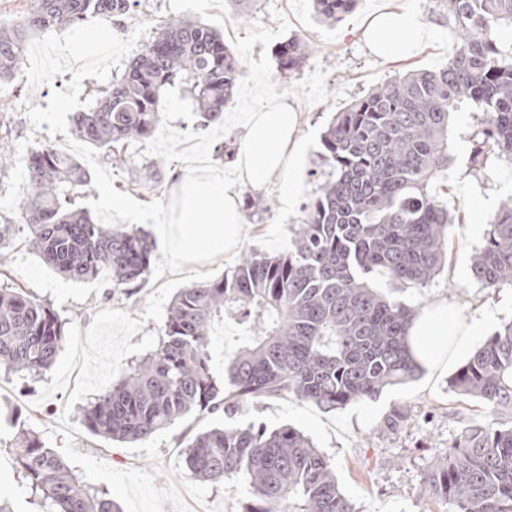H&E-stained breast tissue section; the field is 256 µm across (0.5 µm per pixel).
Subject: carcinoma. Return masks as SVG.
Here are the masks:
<instances>
[{"label": "carcinoma", "instance_id": "obj_1", "mask_svg": "<svg viewBox=\"0 0 512 512\" xmlns=\"http://www.w3.org/2000/svg\"><path fill=\"white\" fill-rule=\"evenodd\" d=\"M357 2L315 0V10L340 21ZM132 3L139 0H32L20 21L0 22V80L16 77L34 33L110 23ZM506 25L512 0H448L456 38L448 65L387 78L336 113L321 138L322 183L292 227L288 251H250L231 275L180 289L156 348L84 409L86 427L111 440H146L193 411L286 394L331 410L415 379L421 366L408 347L415 312L367 278L381 273L393 288H424L441 270L453 217L429 186L447 177L451 112L468 105L483 113L472 163L492 158L512 166V49L500 41ZM309 53L300 39L281 42L279 72L294 74ZM240 75L219 33L199 21L171 20L103 90L96 108L76 113L75 131L124 162L128 146L161 122L168 89L182 86L210 122L224 112ZM89 182L71 157L46 145L32 151L18 221L0 222V244L19 225L29 247L64 276L86 281L105 271L113 290L137 289L154 242L95 223L79 203ZM489 226L471 258L472 279L491 291L512 288V196ZM224 318L235 322L242 343L228 348L220 381L209 337ZM64 325L52 304L3 281L0 369L45 376L65 342ZM448 387L493 411L512 405V320L456 369ZM407 419L396 407L383 428L393 432ZM9 448L52 512H118L39 436L20 430ZM185 454L206 481L244 477L250 497L243 512H356L325 456L294 428L215 427ZM421 489L453 512H512V423L468 426Z\"/></svg>", "mask_w": 512, "mask_h": 512}]
</instances>
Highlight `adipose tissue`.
Wrapping results in <instances>:
<instances>
[{
    "label": "adipose tissue",
    "mask_w": 512,
    "mask_h": 512,
    "mask_svg": "<svg viewBox=\"0 0 512 512\" xmlns=\"http://www.w3.org/2000/svg\"><path fill=\"white\" fill-rule=\"evenodd\" d=\"M380 38L372 44L382 57L409 54L429 31L409 12H380L372 17ZM300 160V117L285 100L273 99L250 113L231 169L205 167L181 176L173 200L156 220L154 232L172 266L233 257L248 237L241 193L266 191L276 175L294 176ZM448 303L423 311L410 331L409 346L424 368L439 365V349L475 332Z\"/></svg>",
    "instance_id": "1"
}]
</instances>
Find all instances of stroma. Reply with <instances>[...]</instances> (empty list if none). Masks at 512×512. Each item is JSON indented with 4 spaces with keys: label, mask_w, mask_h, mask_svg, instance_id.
Returning <instances> with one entry per match:
<instances>
[{
    "label": "stroma",
    "mask_w": 512,
    "mask_h": 512,
    "mask_svg": "<svg viewBox=\"0 0 512 512\" xmlns=\"http://www.w3.org/2000/svg\"><path fill=\"white\" fill-rule=\"evenodd\" d=\"M380 9L411 12L428 28L430 36L415 54L385 59L372 51L367 28ZM186 17L222 33L243 73L220 120L202 123L191 99L174 89L165 98L161 123L149 137L130 145L126 164H114L106 151L78 141L75 113L98 105L103 89L123 74L161 26ZM90 32L86 25L37 33L29 48L52 50L51 59L0 82V153L8 157L0 167V216L17 214L31 151L61 139L71 143L73 157L91 179L83 204L94 221L153 231V220L170 202L179 176L202 164L231 168L246 113L257 111L267 99L284 98L301 114L303 150L296 186L288 188L278 178L264 193L242 194L253 232L239 250L271 256L287 251L291 226L317 190L321 134L333 112L394 74L446 66L454 49L443 0H360L354 12L334 24L319 21L313 0H258L246 16L225 0H140L130 15L115 18L112 45L91 66L77 53ZM290 38L306 41L310 54L301 70L286 78L279 74L272 50ZM480 119L471 109L451 116L448 177L436 185L455 217L445 264L427 287L397 294L421 311L447 302L466 323L477 324L476 335L463 337L444 367L422 370L414 381L331 411L283 395L246 402L226 413L195 411L145 441L111 442L87 430L84 408L111 388L132 361L155 348L179 289L231 273L235 264L219 259L176 269L159 248L143 288L115 295L107 275L71 280L28 249L19 233L0 247L5 270L27 292L53 305L66 322V341L54 368L38 380L0 373V439L10 440L18 423L37 432L83 482L108 490L121 512H242L248 496L245 480H199L186 466L187 444L224 423L270 429L289 425L327 457L357 512H443L442 505L421 493V479L435 459L468 425L495 427L512 421V411L489 413L481 401L448 388L450 375L502 322L512 319V288L492 292L470 276V257L483 245L490 217L512 195V169L495 163L478 173L471 168ZM134 180L143 181L144 189L131 190ZM288 191L295 195L290 207L282 202ZM116 200L122 209L113 208ZM399 406L407 409L408 424L393 434L384 431V417ZM0 499L12 512L51 509L32 492L5 447L0 449Z\"/></svg>",
    "instance_id": "obj_1"
}]
</instances>
